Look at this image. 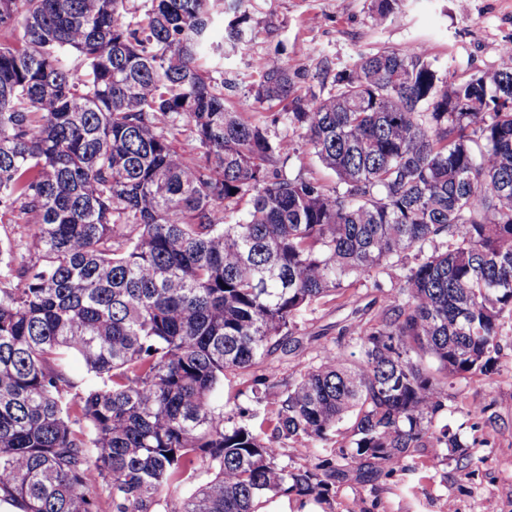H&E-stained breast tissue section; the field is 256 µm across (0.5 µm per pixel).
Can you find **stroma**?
Masks as SVG:
<instances>
[{"mask_svg": "<svg viewBox=\"0 0 512 512\" xmlns=\"http://www.w3.org/2000/svg\"><path fill=\"white\" fill-rule=\"evenodd\" d=\"M371 0H250L251 26L259 36L224 63L236 80L231 98L242 106L254 81V58L281 51L299 71L295 93L324 95L337 71L359 53L420 49L441 72L466 79L493 72L512 47V0H405L393 22L374 23ZM396 284L394 269L349 288L336 301H318L297 317L294 351L273 349L258 372L286 378L317 363L325 348L348 342L358 325L372 321ZM499 372L455 386L436 418L461 445L418 448L415 470L374 477L351 470L317 499L289 494L265 504V512H512V326L500 338ZM255 372V373H258ZM253 372L228 375L218 402L249 407Z\"/></svg>", "mask_w": 512, "mask_h": 512, "instance_id": "stroma-1", "label": "stroma"}]
</instances>
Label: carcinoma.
<instances>
[{
    "label": "carcinoma",
    "instance_id": "1",
    "mask_svg": "<svg viewBox=\"0 0 512 512\" xmlns=\"http://www.w3.org/2000/svg\"><path fill=\"white\" fill-rule=\"evenodd\" d=\"M371 2L382 24L402 0ZM246 4L0 0V223L30 240L0 242V502L20 512H99L100 484L112 512L322 496L352 468L392 474L413 448L461 447L435 425L448 389L498 373L512 66L457 80L423 51L364 52L305 101L299 73L265 55L238 112L222 63L260 34ZM276 102L292 135L273 139ZM298 137L336 187L286 171ZM391 262L398 287L357 352L255 379V409L215 405L227 375L299 345L301 310ZM73 356L95 384L79 388ZM350 413L352 445L280 461Z\"/></svg>",
    "mask_w": 512,
    "mask_h": 512
}]
</instances>
